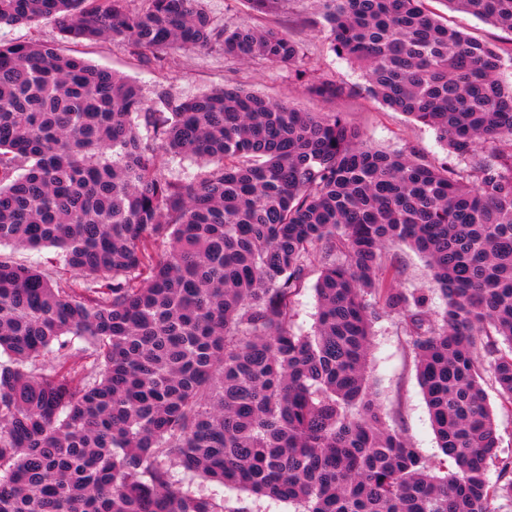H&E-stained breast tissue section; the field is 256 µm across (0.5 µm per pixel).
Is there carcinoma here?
I'll return each mask as SVG.
<instances>
[{
    "mask_svg": "<svg viewBox=\"0 0 512 512\" xmlns=\"http://www.w3.org/2000/svg\"><path fill=\"white\" fill-rule=\"evenodd\" d=\"M128 2L0 0V26L293 66L317 97L366 93L434 129L463 165L377 149L339 112L242 87L151 106L54 45L0 42V244L54 246L77 275L0 253V512H237L221 487L295 512L512 499L484 389L512 404V37L471 38L427 0H318L309 23L365 73L347 86L279 32L216 24L204 0ZM448 4L512 34V0ZM162 150L211 168L169 176ZM398 244L426 258L437 314L386 276ZM316 263V324L299 333ZM371 296L405 321L448 467L377 405Z\"/></svg>",
    "mask_w": 512,
    "mask_h": 512,
    "instance_id": "obj_1",
    "label": "carcinoma"
}]
</instances>
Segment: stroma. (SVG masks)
<instances>
[{"instance_id":"obj_1","label":"stroma","mask_w":512,"mask_h":512,"mask_svg":"<svg viewBox=\"0 0 512 512\" xmlns=\"http://www.w3.org/2000/svg\"><path fill=\"white\" fill-rule=\"evenodd\" d=\"M206 10L216 23L234 22L257 29H271L297 41L307 68L347 85H364L362 70L336 55L326 31L309 25L317 12L315 0H289L278 12L260 13L250 0H206ZM431 8L449 25L479 40L497 42L504 31L471 15L452 10L446 0H430ZM31 41L58 45L92 64L136 80L148 95L164 90L180 97L194 96L224 86H240L274 101H283L306 112H340L361 129L367 141L385 151H415L425 162L438 166L456 164L457 158L436 132L403 113L387 109L365 95L325 100L309 94L288 65L262 60L228 61L218 48L179 50L162 61H144L124 43L103 39L94 43L64 41L58 25L43 20L31 25L1 26L0 41ZM395 276L401 286L421 289L430 298L431 310L442 300L435 290L424 258L406 246L391 249ZM370 349V378L387 424L403 432L414 447L439 461L437 445L424 396L419 385L411 339L403 319L396 315L374 324Z\"/></svg>"}]
</instances>
